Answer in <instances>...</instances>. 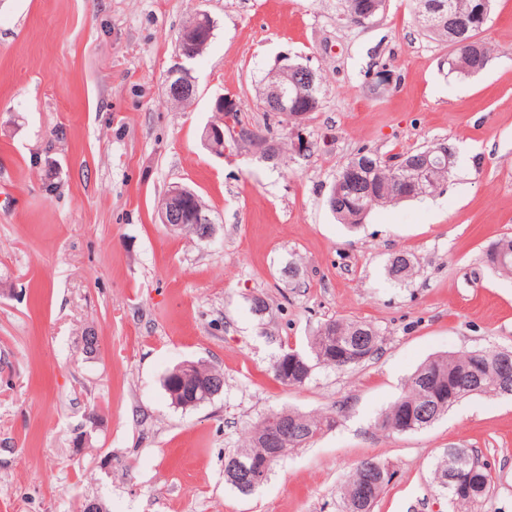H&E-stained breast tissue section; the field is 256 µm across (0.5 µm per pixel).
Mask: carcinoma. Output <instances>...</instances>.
<instances>
[{
  "mask_svg": "<svg viewBox=\"0 0 512 512\" xmlns=\"http://www.w3.org/2000/svg\"><path fill=\"white\" fill-rule=\"evenodd\" d=\"M415 5L418 22L432 38L446 43H454L459 38H476L482 32L480 28H461L448 22V10L443 17L431 23L426 17L427 4L448 5V0H411ZM488 57H460L448 55V73L471 75L483 70ZM455 153L450 145L438 142L416 149L396 162L389 164L371 152H360L348 160L336 176V199H328L330 210L343 224L361 223V211H370L373 207L403 199L420 198L434 194L447 180L448 172L454 163ZM358 167V179L351 186H343L345 174L352 167ZM495 252H486L489 265L495 269L512 274V238L504 237L494 243ZM412 260L409 254L395 256L387 265V274L395 283L405 282L411 274ZM381 336L370 323L362 320H328L320 325L309 342V351L291 349L276 358L272 372L278 381L288 378L286 385L301 386L312 376L315 366L340 367L336 355L341 352H356L364 349L374 356L380 349ZM482 367L475 369L473 352L462 355H444L433 357L424 362L410 376L404 390L391 407L381 414L378 427L387 430L402 417L413 416L415 430L433 425L448 412L455 403L474 395H512V350L484 349ZM224 383V374L217 369L192 362L181 365L163 379V387L175 406L198 400L211 401L205 396L210 386ZM451 387L455 399L439 402L434 394L442 388ZM273 419H284L294 430L283 433L277 441L270 442L267 434ZM333 417L315 418L294 411H276L264 416L254 426L245 444L235 448L224 456V475L227 482L242 494H249L255 488L240 482L236 474L238 463L259 462L267 454L269 445L280 448V455L288 450L303 448L317 436L334 428ZM462 461L466 471L474 472L480 479V488L470 496H460L455 492V474L448 460L451 455L444 454L434 468V481L442 496L458 507L457 512H468L489 492L493 476L488 464L478 451L472 448L453 449ZM369 468L359 464L352 477L342 488L344 512H373L378 497L391 483L394 473L385 463L377 459L367 460Z\"/></svg>",
  "mask_w": 512,
  "mask_h": 512,
  "instance_id": "carcinoma-1",
  "label": "carcinoma"
}]
</instances>
